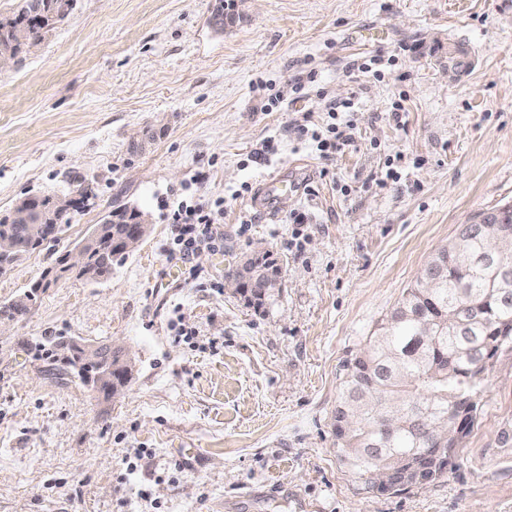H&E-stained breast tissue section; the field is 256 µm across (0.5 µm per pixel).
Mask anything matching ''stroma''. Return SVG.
Instances as JSON below:
<instances>
[{
  "instance_id": "1",
  "label": "stroma",
  "mask_w": 512,
  "mask_h": 512,
  "mask_svg": "<svg viewBox=\"0 0 512 512\" xmlns=\"http://www.w3.org/2000/svg\"><path fill=\"white\" fill-rule=\"evenodd\" d=\"M216 3L74 0L0 70V220L73 176L93 188L58 241L0 272V307L109 211L150 220L109 279L46 289L0 328V512H512L511 349L486 373L458 467L427 485L366 489L332 425L344 366L377 321L460 224L512 204V0H233L220 31ZM455 28L479 48L462 78L448 73ZM375 55L377 79L356 69ZM311 68L316 125L326 100L356 103L353 141L329 157L284 136L288 110L255 108L258 85L284 93ZM271 136L278 157L250 162ZM274 174L297 192L256 203ZM245 181L252 195L227 197ZM191 194L227 201L224 249L188 281L163 251L159 205ZM303 209L298 251L288 216ZM257 251L282 268L262 307L212 289ZM44 336L126 348L123 395L46 372L26 349ZM138 448L152 455L127 471Z\"/></svg>"
}]
</instances>
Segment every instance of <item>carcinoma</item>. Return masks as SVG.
<instances>
[{
  "instance_id": "1",
  "label": "carcinoma",
  "mask_w": 512,
  "mask_h": 512,
  "mask_svg": "<svg viewBox=\"0 0 512 512\" xmlns=\"http://www.w3.org/2000/svg\"><path fill=\"white\" fill-rule=\"evenodd\" d=\"M74 0H23L14 17L0 20V49L17 55L39 42L64 19ZM54 194L36 195L38 215L56 233L70 226L71 215L55 209ZM21 206L0 221V271L38 250L45 236L36 224H25ZM135 209H118L92 229L87 270L71 271L58 257L45 276L56 282L72 277L95 282L112 273V263L126 255L114 242L137 219ZM280 267L265 255L244 277L241 295L254 307L263 305L278 286ZM45 290L37 281L3 314L26 312ZM512 347V252H498L490 232L472 225L454 248L441 247L402 298L376 325L365 348L347 365L334 426L337 455L369 488L377 475L404 491L445 470L433 457H455L480 413L487 367L505 347ZM86 343L63 336L46 338L34 357L48 371L65 376L104 398L112 386L126 387L131 366L99 347L90 355Z\"/></svg>"
}]
</instances>
